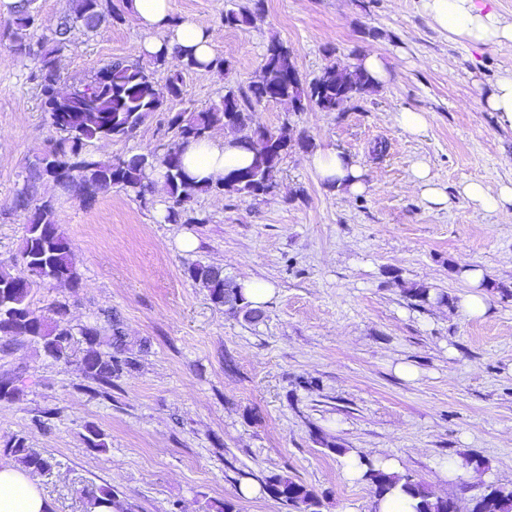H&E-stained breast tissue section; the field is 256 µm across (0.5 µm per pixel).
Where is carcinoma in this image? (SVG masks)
Returning <instances> with one entry per match:
<instances>
[{
  "label": "carcinoma",
  "instance_id": "cac0c4a2",
  "mask_svg": "<svg viewBox=\"0 0 512 512\" xmlns=\"http://www.w3.org/2000/svg\"><path fill=\"white\" fill-rule=\"evenodd\" d=\"M220 22L226 28L250 26L265 14V0H251L241 6L236 0H227ZM121 9L112 6V0H76L73 13L58 19L53 30L54 46L36 48L31 43L30 30L34 28L37 13L34 0H19L12 9L8 26L10 43L6 51L18 57H28L35 63L32 72L40 89L42 108L48 114L56 133L37 162L28 169L25 184L13 199V208L26 213L25 236L20 251L21 269L0 267V339L10 345L34 342L56 359H66L73 337L65 319V307L57 305L56 318L47 320L36 316L30 308L31 291L48 283L79 284L70 244L64 237L57 219L53 199L37 196V185L44 180L58 182L63 178L68 187L78 190L86 203L118 188L148 203L150 176L158 172L164 179L168 205L164 221L169 224H205L207 218L192 206L201 194L216 192L242 197L260 196L259 190L276 186L280 163L288 151L298 146L308 149L310 144L294 137L283 126L276 133L255 129L251 111L264 101H275L286 112H304L312 107L322 112L336 111V102L355 101L372 92L376 83L360 65L341 69L332 64L324 67L314 78L307 80L297 70L292 51L277 39L269 41L263 59L264 75L261 81L242 92L232 86L226 88L219 102L202 109L171 111L169 104L182 99L186 76L211 66L216 70H230L231 58L216 55L210 63L199 61L194 54L179 56V65L168 71L164 82L156 79L158 70L167 66V57L156 54L143 61L139 58H119L100 68L92 76L79 81L69 91L61 92L56 53L72 42L75 33L89 35L96 32L108 19L122 20ZM155 112H169V129L174 141L163 152L135 154L104 161L89 152L96 141L126 139ZM233 115L243 137L244 146L254 153L253 162L229 171L216 180H197L185 169L182 152L185 144L209 138L213 131L224 126L228 115ZM189 278L207 288L211 301L224 305V276L221 271L200 262L187 268ZM414 300L427 304L444 300L432 294L431 289L419 285L407 289ZM115 352L108 355L96 349L99 329L85 326L81 329L88 349L81 360L86 379L98 385L94 395L106 397L112 388V379L131 371L135 359L126 355L119 328H111ZM9 451L30 471H48L51 464L41 453L26 446L25 438L14 436L5 443ZM361 481L381 497L398 489L417 500L415 512H448V500L426 490L422 483L408 475L387 473L376 467L371 459H362ZM260 486L269 497L298 512H320L319 496L305 484L284 472H270L260 479ZM89 512H126L123 501L109 488L86 492ZM470 512H512V487L490 484L471 499Z\"/></svg>",
  "mask_w": 512,
  "mask_h": 512
}]
</instances>
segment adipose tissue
Instances as JSON below:
<instances>
[{"label": "adipose tissue", "mask_w": 512, "mask_h": 512, "mask_svg": "<svg viewBox=\"0 0 512 512\" xmlns=\"http://www.w3.org/2000/svg\"><path fill=\"white\" fill-rule=\"evenodd\" d=\"M171 0H127L133 24L143 30L145 39L138 47L140 57L166 54L175 59L178 52L193 50L201 62L214 56V35L206 23L186 19L170 21ZM494 0H422V8L439 30L450 39L475 45L512 42V21L493 7ZM253 154L239 146L234 136L189 144L184 151L187 171L199 179L219 178L225 172L251 163ZM310 165L327 185L351 194L365 191L362 167L350 156L336 150L316 152ZM458 194L475 208L512 217V182L489 191L483 183H460ZM51 505L29 472L0 462V512H50Z\"/></svg>", "instance_id": "obj_1"}]
</instances>
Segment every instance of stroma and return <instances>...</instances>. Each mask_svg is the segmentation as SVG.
<instances>
[{
	"label": "stroma",
	"instance_id": "obj_1",
	"mask_svg": "<svg viewBox=\"0 0 512 512\" xmlns=\"http://www.w3.org/2000/svg\"><path fill=\"white\" fill-rule=\"evenodd\" d=\"M171 5L174 17L208 22L216 54L233 61L218 77L187 76L173 111L208 107L229 86L247 88L274 38L293 50L303 77L374 52L390 78L343 112L256 106L254 124L289 126L311 147L283 158L272 193L198 197L200 224L159 221V187L147 206L117 188L87 204L77 191L41 182L37 193L54 200L80 281L36 288L30 303L48 318L64 305L76 336L60 361L35 343L0 346V380L17 389L0 402V448L19 435L49 458L52 469L38 481L51 512H86L83 491L92 486L111 487L131 512H205L224 501L236 512H288L266 494L239 492L272 471L312 489L321 512H371L374 494L346 478L340 447L396 458L400 474L462 512L484 486L512 485V223L457 194L466 180L492 190L512 181L501 163L512 154V126L483 102L512 73V44L451 41L421 0H265L264 18L238 29L220 23L225 0ZM141 38L128 19L75 36L58 53L63 87L135 57ZM33 69L24 57L0 62V265L13 269L26 219L11 202L53 136ZM405 109L425 113L424 134L393 123ZM167 119L152 114L132 137L91 150L104 159L163 152L172 141ZM329 148L359 162L364 193L320 182L308 161ZM419 160L449 206H428L411 191ZM187 234L196 251L179 249ZM197 262L235 281L273 284L261 320L216 307L186 273ZM466 265L492 283L485 316L458 308L469 291ZM414 284L443 302L410 299ZM110 314L138 368L115 380L106 399L89 392L81 373L79 331L101 327L99 348L110 352ZM401 364L413 376L400 374ZM44 410L45 427H33ZM91 425L105 449L87 447ZM471 455L483 462L481 478H449L438 468Z\"/></svg>",
	"mask_w": 512,
	"mask_h": 512
}]
</instances>
